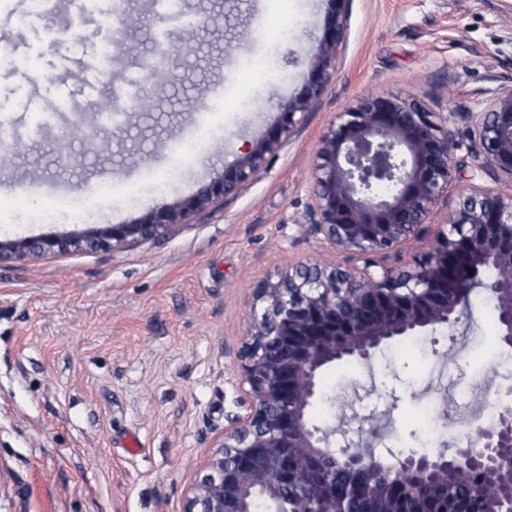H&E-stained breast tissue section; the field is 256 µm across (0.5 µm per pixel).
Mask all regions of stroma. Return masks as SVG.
<instances>
[{
    "label": "stroma",
    "mask_w": 512,
    "mask_h": 512,
    "mask_svg": "<svg viewBox=\"0 0 512 512\" xmlns=\"http://www.w3.org/2000/svg\"><path fill=\"white\" fill-rule=\"evenodd\" d=\"M194 22L151 0H70L47 14L0 0V119L121 104L94 150L80 139L57 153L52 136L17 142L0 183L29 176L89 193L0 198V239L127 224L195 193L256 141L303 84L330 0H187ZM121 32L129 55L104 65ZM167 42L177 77L143 92L137 60ZM277 60L282 76L263 64ZM512 68V0H351L337 74L266 171L195 223L121 251L47 255L0 267V512H181L212 438L241 394L235 351L255 284L301 262L331 261L321 237L296 224L311 201L319 138L337 112L378 92L409 94L434 112L484 108L488 68ZM207 134L204 155L178 133ZM80 220L63 216L70 202ZM54 220H46V213ZM494 319L472 310L456 340L428 333L432 352H398L325 369L335 406L392 432L378 453L455 448L460 425L425 443L413 415L439 407V374L457 396L501 383L484 346Z\"/></svg>",
    "instance_id": "1"
}]
</instances>
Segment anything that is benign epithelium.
Segmentation results:
<instances>
[{
	"instance_id": "benign-epithelium-1",
	"label": "benign epithelium",
	"mask_w": 512,
	"mask_h": 512,
	"mask_svg": "<svg viewBox=\"0 0 512 512\" xmlns=\"http://www.w3.org/2000/svg\"><path fill=\"white\" fill-rule=\"evenodd\" d=\"M331 2L306 60L307 82L224 174L129 224L0 240V265L161 239L257 178L336 75L351 0ZM488 79L496 88L481 112H432L408 96L381 92L330 121L312 167V200L296 223L322 236L336 260L300 264L256 285L236 353L247 388L186 488L181 512H254L259 499L268 512H468L465 502L453 501L450 475L468 481L479 512H512V399H498L497 419L481 425V447L461 443L450 454L368 457L332 442L338 431L344 438L370 433L364 420L336 427L310 419L327 366L365 361L403 336L458 327L461 303L474 288L490 293L497 339L512 348V71L492 67ZM462 125L468 157L509 191L462 194L437 223L462 172L454 160ZM379 182L392 187L389 195L374 193ZM432 233L431 249L401 258L403 245Z\"/></svg>"
}]
</instances>
